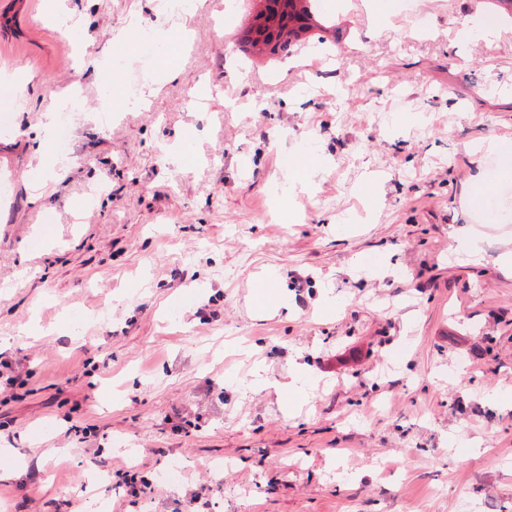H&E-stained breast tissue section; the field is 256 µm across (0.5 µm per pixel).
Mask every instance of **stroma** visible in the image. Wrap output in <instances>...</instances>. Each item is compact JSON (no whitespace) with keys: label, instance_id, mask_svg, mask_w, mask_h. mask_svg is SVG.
I'll use <instances>...</instances> for the list:
<instances>
[{"label":"stroma","instance_id":"35a3bbf8","mask_svg":"<svg viewBox=\"0 0 512 512\" xmlns=\"http://www.w3.org/2000/svg\"><path fill=\"white\" fill-rule=\"evenodd\" d=\"M371 2L0 0V512H512V15ZM270 3L271 10L269 14L266 12V2H264L263 12L264 17L260 22L251 30L250 38L255 44H265V37L268 34L274 35L280 26L288 25V16L285 12L284 16L278 15V5L276 2L280 0H265ZM72 102H76V98L71 99L70 103L59 109L54 125L55 153L57 159L63 163H66L71 159V154L69 152V128L72 112L74 110Z\"/></svg>","mask_w":512,"mask_h":512}]
</instances>
